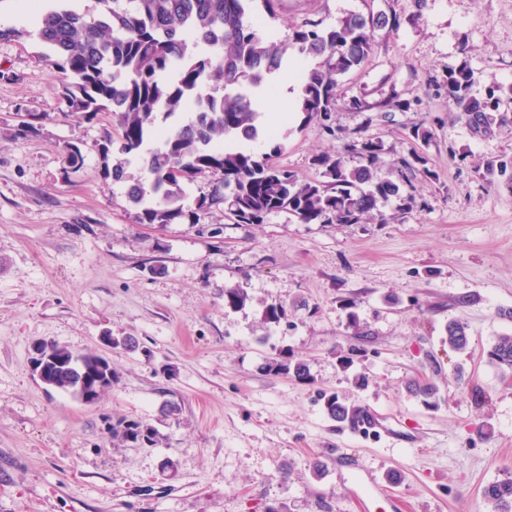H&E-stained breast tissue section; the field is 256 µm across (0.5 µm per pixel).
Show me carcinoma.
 <instances>
[{
  "mask_svg": "<svg viewBox=\"0 0 512 512\" xmlns=\"http://www.w3.org/2000/svg\"><path fill=\"white\" fill-rule=\"evenodd\" d=\"M261 2L273 19L279 0H97L95 14L81 12L71 0H52L33 14L39 39L50 46L51 65L72 77L65 100L72 113L92 119L112 115L120 150L137 154L148 183L136 180L127 188L129 200L140 207L142 224H172L191 218L181 201L184 187L206 174L219 176L213 190L197 200L198 208L224 203L238 224H261L272 213L286 210L300 224H357L386 221L382 211L400 197V184L377 180L382 151L378 140L360 136L344 152L360 158L346 166L341 153L322 151L311 165L320 178L301 179L272 163V155L229 148V140H272L274 127L263 124L254 102L256 89L296 65L294 51L316 60L301 72L295 112L304 122L327 121L339 100V78L359 68L373 52L378 31L399 25L397 16L349 14L333 26L312 23L292 31L285 41L263 32L252 4ZM473 71L462 67L448 73V106L477 129L490 123L488 110L499 101L470 94ZM103 147V175L124 181L126 162H108ZM448 346L468 347L466 327L446 326ZM84 367L63 364L51 388L79 398V379L97 354H82ZM488 363L502 374L512 373V333L496 337ZM268 372L308 376L302 360L269 358ZM328 415L342 422L362 410L330 397ZM130 443H157V431L138 421L117 424ZM482 496L491 512H512V479L491 482Z\"/></svg>",
  "mask_w": 512,
  "mask_h": 512,
  "instance_id": "carcinoma-1",
  "label": "carcinoma"
}]
</instances>
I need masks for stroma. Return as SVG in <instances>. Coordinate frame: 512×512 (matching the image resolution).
I'll use <instances>...</instances> for the list:
<instances>
[{
    "mask_svg": "<svg viewBox=\"0 0 512 512\" xmlns=\"http://www.w3.org/2000/svg\"><path fill=\"white\" fill-rule=\"evenodd\" d=\"M381 12L399 25L340 77L330 130L297 115L249 149L310 179L314 154L379 139L377 177L401 183L385 224H236L220 205L140 223L126 183L102 175L103 146L122 157L111 116L68 112L37 35L0 39V512H357L359 497L391 512L366 468L406 512H488L483 487L512 478V374L486 359L512 331V184L485 168L512 158V97L508 124L479 131L450 111L446 77L470 68L478 98L512 87V0H281L268 30ZM390 98L405 109L382 111ZM419 126L430 142L411 138ZM228 288L244 307H225ZM270 303L280 323H263ZM452 320L466 351L445 340ZM106 331L138 349L104 347ZM40 341L106 356L111 389L86 405L44 387ZM279 354L309 379L263 371ZM414 381L438 387L436 407ZM331 395L385 414L394 439L350 433ZM121 420L154 426L157 445L114 436ZM340 455L361 472L330 468Z\"/></svg>",
    "mask_w": 512,
    "mask_h": 512,
    "instance_id": "1",
    "label": "stroma"
}]
</instances>
